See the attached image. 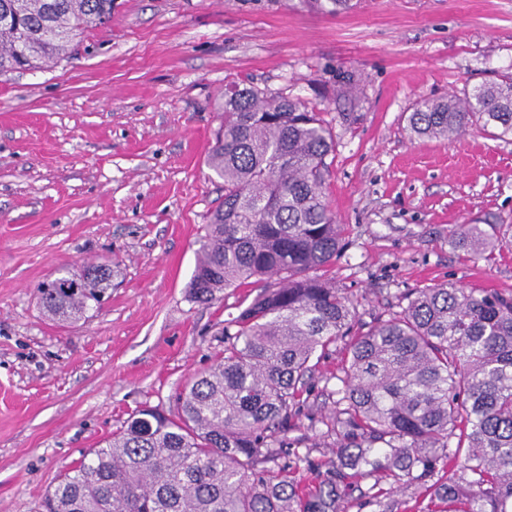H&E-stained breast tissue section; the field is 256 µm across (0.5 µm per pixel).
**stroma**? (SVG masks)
<instances>
[{
	"instance_id": "35a3bbf8",
	"label": "stroma",
	"mask_w": 512,
	"mask_h": 512,
	"mask_svg": "<svg viewBox=\"0 0 512 512\" xmlns=\"http://www.w3.org/2000/svg\"><path fill=\"white\" fill-rule=\"evenodd\" d=\"M512 73V0H114L78 55L0 76V512H41L60 473L144 406L176 414L258 293L187 291L224 195L207 165L225 92L320 112L344 226L324 271L371 323L416 288L512 293V243L477 255L455 224L512 232V141L472 126L410 138L425 98ZM112 266L99 309L49 317L38 284Z\"/></svg>"
}]
</instances>
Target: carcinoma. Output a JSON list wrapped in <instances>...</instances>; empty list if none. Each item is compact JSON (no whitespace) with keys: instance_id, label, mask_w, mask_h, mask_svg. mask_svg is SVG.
Wrapping results in <instances>:
<instances>
[{"instance_id":"1","label":"carcinoma","mask_w":512,"mask_h":512,"mask_svg":"<svg viewBox=\"0 0 512 512\" xmlns=\"http://www.w3.org/2000/svg\"><path fill=\"white\" fill-rule=\"evenodd\" d=\"M111 17L112 0H0V76L63 59ZM222 112L208 166L224 200L188 291L209 304L250 279L264 285L224 322V351L185 384L177 416L138 410L66 470L45 512H348L361 482L381 512H404L392 494L405 489L436 512H512V295L445 283L361 324L321 274L342 249L324 195L330 129L300 101L252 87L225 93ZM473 125L512 140V74L425 99L407 118L418 139ZM449 236L478 255L497 246L479 224ZM82 272L77 292L68 278L37 287L49 316L79 320L112 285L109 265ZM339 342L334 408L319 419L336 447L325 468L288 433L316 388L313 357Z\"/></svg>"}]
</instances>
